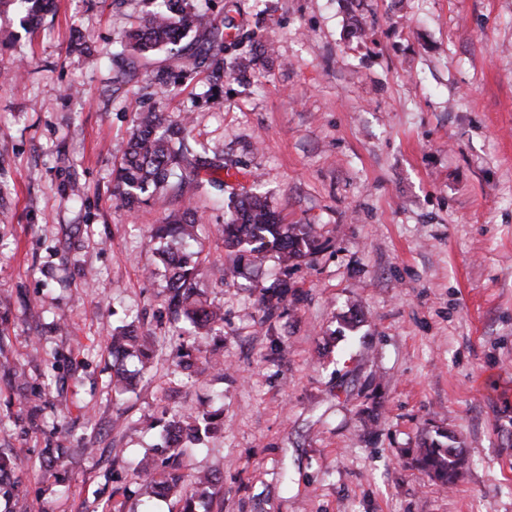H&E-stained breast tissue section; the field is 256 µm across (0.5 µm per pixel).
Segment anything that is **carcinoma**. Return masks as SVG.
<instances>
[{
	"label": "carcinoma",
	"mask_w": 512,
	"mask_h": 512,
	"mask_svg": "<svg viewBox=\"0 0 512 512\" xmlns=\"http://www.w3.org/2000/svg\"><path fill=\"white\" fill-rule=\"evenodd\" d=\"M154 9L146 23L128 31L120 40L118 60L125 54L148 56L163 48L170 49L183 40L198 21L194 0H152ZM224 31L210 33L208 47L196 56L209 62L210 88L218 89L224 83V57L228 49ZM193 70L181 68L157 71L153 84L167 88L189 78ZM205 148L189 139L183 121L166 120L153 110L140 113L133 126L124 160L115 171V181L121 188L126 207L135 209L144 202V195L170 186V177L181 172V179L197 175L206 167ZM198 232L191 212L168 224L153 229L152 236L171 238V244L158 250L157 255L167 278V305L174 321L183 320L178 336L211 334L223 327L224 312L208 302L201 288L199 261L186 244ZM224 245L235 253L237 263L249 261L256 255L273 252L283 267L311 255L319 247L309 224H283L266 196L246 193L233 203V211L223 227ZM288 297V280L278 279L263 289L261 304L267 315L278 310ZM155 339L139 333L133 325L116 327L112 334V354L117 358L136 357L151 360ZM221 427L214 411L196 415L173 412L163 425L166 454L162 462L151 456L139 460V471L153 479L149 494L174 496L183 501V512H195V500L211 494L215 477L210 474L182 473L189 444L198 442ZM416 463L432 478L446 486L459 478L464 457L448 434L437 433V438L416 449Z\"/></svg>",
	"instance_id": "obj_1"
}]
</instances>
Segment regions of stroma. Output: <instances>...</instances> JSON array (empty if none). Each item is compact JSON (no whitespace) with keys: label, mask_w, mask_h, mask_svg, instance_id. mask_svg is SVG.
<instances>
[{"label":"stroma","mask_w":512,"mask_h":512,"mask_svg":"<svg viewBox=\"0 0 512 512\" xmlns=\"http://www.w3.org/2000/svg\"><path fill=\"white\" fill-rule=\"evenodd\" d=\"M150 0H54L23 23L0 5V512H181L137 461L164 409H224L190 450L216 475L197 512H512V0H209L208 25L253 56L160 93L161 51L114 82L112 51ZM190 120L244 177L116 194L134 113ZM265 193L326 248L288 272L243 267L220 227ZM192 209L201 286L224 309L223 373L176 370L152 227ZM135 322L158 356L112 392L110 339ZM462 443L441 486L415 462L436 430ZM288 280L276 279L269 287L263 288L261 304L263 312L271 315L285 303L288 297Z\"/></svg>","instance_id":"1"}]
</instances>
